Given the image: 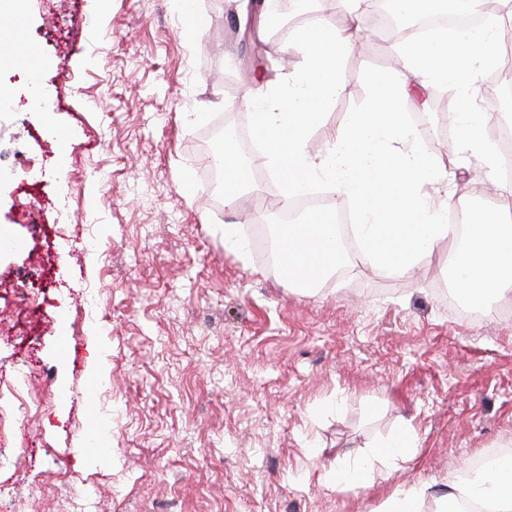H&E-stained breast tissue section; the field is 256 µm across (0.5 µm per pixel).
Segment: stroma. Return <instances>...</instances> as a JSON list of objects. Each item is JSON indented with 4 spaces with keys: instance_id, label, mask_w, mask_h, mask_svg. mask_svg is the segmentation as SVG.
<instances>
[{
    "instance_id": "1",
    "label": "stroma",
    "mask_w": 512,
    "mask_h": 512,
    "mask_svg": "<svg viewBox=\"0 0 512 512\" xmlns=\"http://www.w3.org/2000/svg\"><path fill=\"white\" fill-rule=\"evenodd\" d=\"M232 0H28L0 30V389L24 375L46 406L19 423L26 449L0 452V512H381L397 488L512 449V295L477 321L439 292L449 244L396 276L361 251L318 287L289 284L255 251L224 245L253 217L204 176L216 122L250 116L251 52ZM376 32L358 37L339 95L307 142L327 154L345 113L387 71ZM36 64L53 101L30 112ZM443 87L405 110L448 177L435 202L480 207L494 190L480 157L448 141ZM64 142L41 151L47 126ZM44 157L24 179L18 147ZM43 288L40 316L31 289ZM94 294L99 307L83 306ZM98 354L102 376L89 370ZM410 426L417 452L342 488L336 460Z\"/></svg>"
}]
</instances>
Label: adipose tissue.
I'll use <instances>...</instances> for the list:
<instances>
[{
  "mask_svg": "<svg viewBox=\"0 0 512 512\" xmlns=\"http://www.w3.org/2000/svg\"><path fill=\"white\" fill-rule=\"evenodd\" d=\"M499 39L500 23L491 18L471 30L399 45L395 50L399 71L373 75L375 96L370 105L346 113L333 148L314 157L306 150L309 132L318 120L319 107L341 91V62L356 40L330 21L318 20L293 44L301 57L298 67L278 86L267 87L250 100L262 150L249 163L229 147L215 158L230 187L228 202L238 201L253 165L280 178L282 199L287 203L306 194L315 181L330 180L358 217L356 230L363 251L394 273L412 271L447 240L453 227L447 213L430 203L431 189L445 174L407 122L404 102L420 89L449 86L455 92L451 121L462 149L482 155L486 165H493L484 138L492 115L479 111L477 101L483 73L501 64ZM463 218L466 245L451 259L457 284L477 306L511 295L512 224H488L468 211ZM285 240L283 265L289 275L306 283L324 278L343 260L336 227L325 216L289 225ZM416 442L411 428L401 429L375 444L368 458L337 462L330 470L332 479L340 487L367 486L375 462L409 459ZM444 486L442 494L427 485L397 489L386 512H422L428 499L435 505L434 512H448L449 502L460 495L482 503L488 512H512V455L502 456L492 469L466 483L448 480Z\"/></svg>",
  "mask_w": 512,
  "mask_h": 512,
  "instance_id": "1",
  "label": "adipose tissue"
}]
</instances>
